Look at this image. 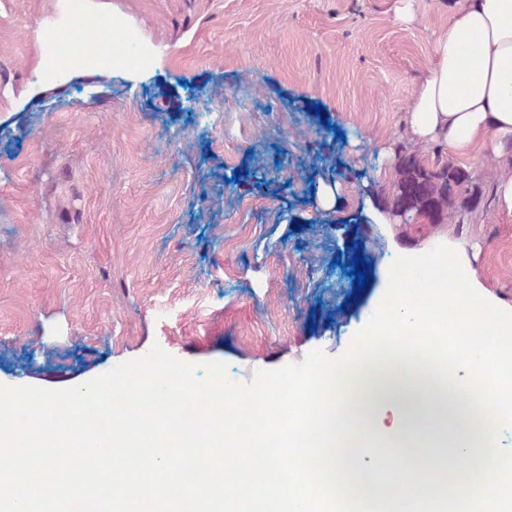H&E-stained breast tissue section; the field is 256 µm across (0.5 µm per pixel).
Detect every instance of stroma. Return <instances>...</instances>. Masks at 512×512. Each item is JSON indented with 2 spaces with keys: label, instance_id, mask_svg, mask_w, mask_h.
<instances>
[{
  "label": "stroma",
  "instance_id": "stroma-1",
  "mask_svg": "<svg viewBox=\"0 0 512 512\" xmlns=\"http://www.w3.org/2000/svg\"><path fill=\"white\" fill-rule=\"evenodd\" d=\"M158 47L135 71L52 67L45 42L65 0H0V387H75L152 345L220 361L234 381L344 353L380 304L397 256L437 244L491 303L512 311V215L499 164L463 161L473 199L444 224L404 221L390 182L362 178L371 149L409 151L403 126L453 0H88ZM343 128L330 157L308 112ZM338 185L333 210L307 186ZM363 256L356 289L345 268ZM404 417L377 416L386 499L414 449Z\"/></svg>",
  "mask_w": 512,
  "mask_h": 512
}]
</instances>
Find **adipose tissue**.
Wrapping results in <instances>:
<instances>
[{
    "label": "adipose tissue",
    "mask_w": 512,
    "mask_h": 512,
    "mask_svg": "<svg viewBox=\"0 0 512 512\" xmlns=\"http://www.w3.org/2000/svg\"><path fill=\"white\" fill-rule=\"evenodd\" d=\"M430 54L406 139L443 145L452 163L483 153L512 162V0H456Z\"/></svg>",
    "instance_id": "1"
}]
</instances>
